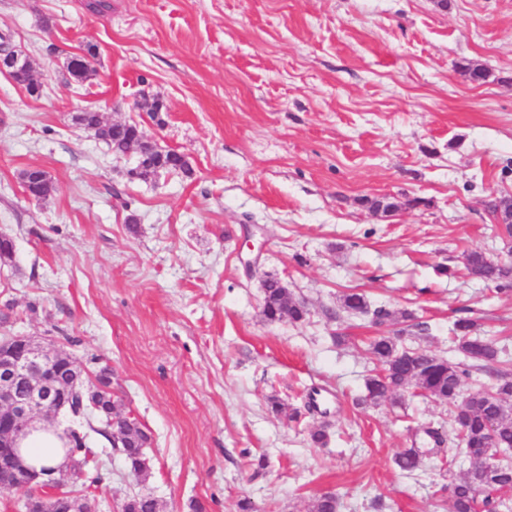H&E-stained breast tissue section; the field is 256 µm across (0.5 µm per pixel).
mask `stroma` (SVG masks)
Returning a JSON list of instances; mask_svg holds the SVG:
<instances>
[{"mask_svg": "<svg viewBox=\"0 0 512 512\" xmlns=\"http://www.w3.org/2000/svg\"><path fill=\"white\" fill-rule=\"evenodd\" d=\"M0 37L40 87L0 73V336L98 358L150 436L139 483L91 435L111 473L99 512L138 491L162 512H310L326 492L339 512H451L459 448L416 475L392 462L421 426L453 434L450 407L360 404L377 330L340 299L413 311L405 345L462 364L466 387L512 374V290L458 273L472 249L512 260L486 209L512 197V0H0ZM90 47L97 74L75 84L65 64ZM88 109L138 124L191 175L133 178L136 152L74 123ZM30 167L48 199L25 195ZM384 195L390 216L362 203ZM269 278L304 321L263 315ZM462 316L500 365L458 351ZM313 388L329 416L305 411ZM24 187H27L34 199L43 200L50 197L56 190L52 180L39 169H28L22 173Z\"/></svg>", "mask_w": 512, "mask_h": 512, "instance_id": "obj_1", "label": "stroma"}]
</instances>
